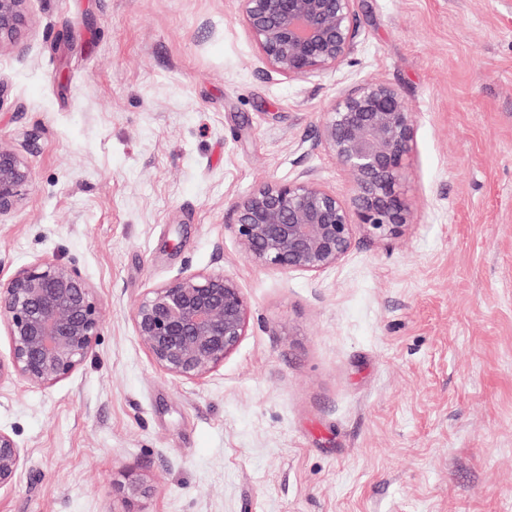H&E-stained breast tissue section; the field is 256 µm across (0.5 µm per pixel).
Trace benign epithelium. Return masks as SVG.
<instances>
[{
	"label": "benign epithelium",
	"mask_w": 512,
	"mask_h": 512,
	"mask_svg": "<svg viewBox=\"0 0 512 512\" xmlns=\"http://www.w3.org/2000/svg\"><path fill=\"white\" fill-rule=\"evenodd\" d=\"M242 20L269 75L306 80L337 68L357 48V0H239ZM26 0H0V50L28 24ZM320 143L350 174L348 196L302 176L269 182L232 206L228 229L240 251L262 267L319 275L349 252L354 227L398 238L413 224L405 195L414 152L415 118L402 93L385 81L362 84L323 113ZM32 186L14 148L0 144V217ZM249 305L238 284L218 272L180 276L155 287L134 309L135 336L169 375L205 377L245 336ZM11 341L0 379L52 386L86 360L101 327L93 288L75 264L38 260L0 282V323ZM22 465L14 438L0 431V485ZM125 502L147 496L137 478L119 486Z\"/></svg>",
	"instance_id": "7a95c632"
}]
</instances>
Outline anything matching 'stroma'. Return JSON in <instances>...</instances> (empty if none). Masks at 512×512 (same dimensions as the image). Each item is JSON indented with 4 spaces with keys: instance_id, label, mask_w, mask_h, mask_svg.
I'll return each instance as SVG.
<instances>
[{
    "instance_id": "35a3bbf8",
    "label": "stroma",
    "mask_w": 512,
    "mask_h": 512,
    "mask_svg": "<svg viewBox=\"0 0 512 512\" xmlns=\"http://www.w3.org/2000/svg\"><path fill=\"white\" fill-rule=\"evenodd\" d=\"M0 50V144L34 180L0 217V279L75 262L100 336L49 387L0 380L22 470L0 512H512V0H358L357 49L269 76L238 0H29ZM408 99L414 222L356 232L319 275L248 261L231 206L311 174L347 193L324 112ZM221 271L249 325L198 380L160 370L134 307Z\"/></svg>"
}]
</instances>
